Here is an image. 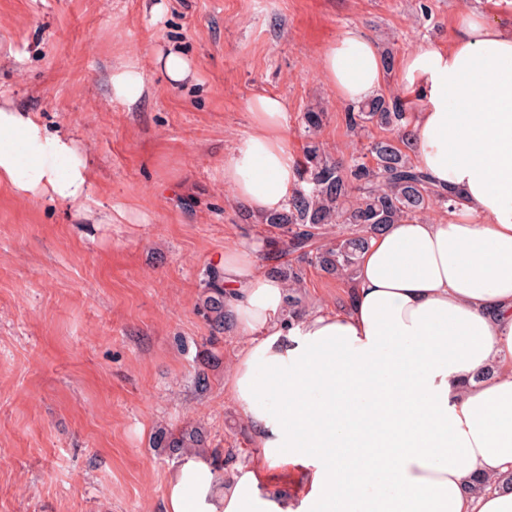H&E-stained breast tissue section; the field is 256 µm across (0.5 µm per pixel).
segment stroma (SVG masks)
<instances>
[{
	"instance_id": "1",
	"label": "stroma",
	"mask_w": 512,
	"mask_h": 512,
	"mask_svg": "<svg viewBox=\"0 0 512 512\" xmlns=\"http://www.w3.org/2000/svg\"><path fill=\"white\" fill-rule=\"evenodd\" d=\"M465 10L512 21V0H0V106L75 134L114 211L100 224L0 187V512H164L172 442L193 432L238 475L253 435L224 378L242 339L213 326L205 281L225 247L278 234L224 184L248 104L287 102L297 157L303 112H321L317 139L348 157L361 142L324 47L355 29L399 60L447 46ZM170 48L195 65L177 87L156 64ZM130 59L145 90L126 105L112 73ZM279 262L306 308L348 306L350 279Z\"/></svg>"
}]
</instances>
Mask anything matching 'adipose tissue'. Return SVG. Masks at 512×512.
<instances>
[{
  "instance_id": "ef3b65f1",
  "label": "adipose tissue",
  "mask_w": 512,
  "mask_h": 512,
  "mask_svg": "<svg viewBox=\"0 0 512 512\" xmlns=\"http://www.w3.org/2000/svg\"><path fill=\"white\" fill-rule=\"evenodd\" d=\"M320 71L352 103L385 78L356 30L325 46ZM399 88L413 152L453 209L373 235L340 312L288 318L259 250L225 248L224 312L245 342L224 393L255 451L228 481L208 456L183 462L165 512H512V25L462 12L447 46L403 57ZM249 110L224 182L261 216L287 203L297 160L285 102ZM93 182L71 133L0 106V185L81 212Z\"/></svg>"
}]
</instances>
